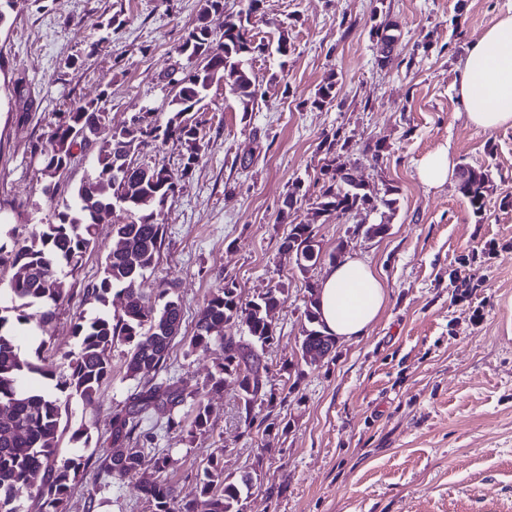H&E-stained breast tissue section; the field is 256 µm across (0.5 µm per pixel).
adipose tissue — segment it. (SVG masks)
<instances>
[{
  "label": "adipose tissue",
  "instance_id": "obj_1",
  "mask_svg": "<svg viewBox=\"0 0 512 512\" xmlns=\"http://www.w3.org/2000/svg\"><path fill=\"white\" fill-rule=\"evenodd\" d=\"M470 123L486 131L512 127V13L472 45L457 77ZM388 301L385 281L370 265L346 258L331 267L320 290L321 319L336 337L362 336Z\"/></svg>",
  "mask_w": 512,
  "mask_h": 512
}]
</instances>
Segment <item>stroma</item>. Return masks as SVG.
<instances>
[{"mask_svg":"<svg viewBox=\"0 0 512 512\" xmlns=\"http://www.w3.org/2000/svg\"><path fill=\"white\" fill-rule=\"evenodd\" d=\"M202 0H20L0 26V240L24 243L51 219L36 146L64 112L94 102L112 127L140 112L165 111L167 76L187 61L177 52ZM512 0H263L248 27L270 43L287 37V60H251L261 90L242 111L213 85L199 118L202 158L182 176L178 145L135 152V162L166 166L177 192L161 214L165 243L147 288L170 286L183 323L169 354L170 375L195 401L224 358L217 347L189 349L205 299L221 279L242 301L285 284L265 351L271 430L246 428L238 391L211 397L206 432H158L145 455L168 459L159 480L179 496L198 495L195 475L216 456L225 475L257 484L242 512H512V127L470 124L456 92L469 47ZM396 22L401 64L381 65L374 19ZM335 76L336 99L318 109L319 85ZM347 140L338 164L375 188L394 186L396 210L351 212L315 225L324 257L301 274L281 245L279 211L293 184L312 190L325 142ZM384 144L373 159L375 144ZM448 149L458 164L488 172L481 214L451 183L429 188L417 175L428 153ZM389 224L384 236L351 238L357 224ZM372 266L388 302L367 335L337 341L316 362L302 357L309 283L321 282L339 242ZM112 245L98 247L66 276L72 297L57 312L49 341L66 368L76 347L72 324L103 308L85 301ZM125 345L111 351L112 374L93 403L72 402L83 445L63 437V453L112 450V413L137 382L126 375ZM139 476L96 487L79 483L67 512H153Z\"/></svg>","mask_w":512,"mask_h":512,"instance_id":"obj_1","label":"stroma"}]
</instances>
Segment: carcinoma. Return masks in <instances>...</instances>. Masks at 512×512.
<instances>
[{
  "label": "carcinoma",
  "mask_w": 512,
  "mask_h": 512,
  "mask_svg": "<svg viewBox=\"0 0 512 512\" xmlns=\"http://www.w3.org/2000/svg\"><path fill=\"white\" fill-rule=\"evenodd\" d=\"M223 7L224 0H204L195 26L178 46V53L192 68L168 74L171 99L167 111L141 112L129 126L114 132L100 106L80 105L52 127L50 148L40 150V171L48 181L45 193L52 198L74 150L92 154L94 164L87 181L63 201L62 208L54 209L53 220L40 225L26 243L9 248L0 242V266L10 270L7 285L0 289V512H64L74 483L89 473L100 481L137 474L148 464L156 472L163 471L166 457L155 454L148 459L131 447L149 440L150 431L142 429V424L153 415L163 419L160 429L167 432L185 431L191 436L210 426L212 408L202 399L190 425H185L180 415L182 391L171 379L159 378L168 370L170 346L182 324V308L170 288L156 289L160 307L149 305L143 284L165 241L160 204L174 197L175 189L164 176L165 166L135 167L130 155L148 139L164 144L172 141L181 147L182 174L186 175L201 159L196 114L213 84H224L245 112L256 103L257 78L248 62L268 50L282 55L288 39L279 37L272 49L255 41L246 27L248 18L241 15L226 20L224 33L216 39L209 16ZM371 32L382 45L381 65L397 60L400 31L383 21L373 25ZM335 99L336 81L330 76L319 86L312 105L323 108ZM487 183V173L468 165L461 167L458 189L475 214L485 206ZM314 185L318 186L315 215L327 220L355 210L391 209L397 202L388 197L393 188H386L380 196L348 169L331 164L320 167ZM300 187L294 185L285 196L282 220L288 221L298 203ZM118 207L126 211L127 222L112 223V211ZM104 225L112 228V246L100 276L84 288V298L106 307L115 294L124 296L126 304L117 314L78 316L72 326L76 350L67 356V369L59 371L48 355L49 342L44 335L59 307L69 300L66 274H74L85 254L97 247L99 229ZM315 237L312 224L289 221L282 249L286 252ZM285 300V285L281 284L244 304L234 282L225 279L198 313L188 346L216 345L224 351V363L211 375L208 387L218 392L227 380L237 382L243 402L240 414L248 413L252 403L265 400L268 367L263 355L276 336L268 310ZM304 317L307 325L301 348H333L336 339L324 330L318 299H309ZM230 322L241 323L243 334L225 335L224 327ZM32 323L42 338L33 344V356L25 357L20 354L21 342ZM118 343L129 347L127 377L145 379L137 385L125 412L112 418V441L126 449L102 460L91 455L59 458L62 436L69 430L63 414L73 400L91 402L96 398L111 376L110 353ZM197 480L199 498L190 501L179 498L174 487L164 481H143L140 489L154 512H240L239 503L254 486L249 473L238 479L224 475V467L214 457L207 460Z\"/></svg>",
  "instance_id": "cac0c4a2"
}]
</instances>
